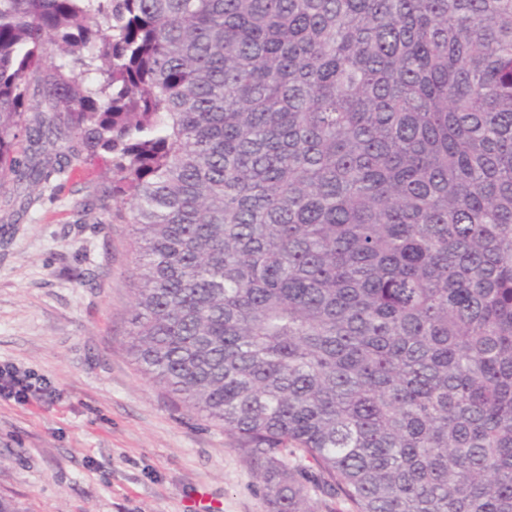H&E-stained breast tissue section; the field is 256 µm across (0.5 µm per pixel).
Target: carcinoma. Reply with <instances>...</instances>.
Segmentation results:
<instances>
[{
	"instance_id": "carcinoma-1",
	"label": "carcinoma",
	"mask_w": 512,
	"mask_h": 512,
	"mask_svg": "<svg viewBox=\"0 0 512 512\" xmlns=\"http://www.w3.org/2000/svg\"><path fill=\"white\" fill-rule=\"evenodd\" d=\"M75 139L269 512H512V0H0V188Z\"/></svg>"
}]
</instances>
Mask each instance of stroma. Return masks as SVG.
Instances as JSON below:
<instances>
[{"mask_svg": "<svg viewBox=\"0 0 512 512\" xmlns=\"http://www.w3.org/2000/svg\"><path fill=\"white\" fill-rule=\"evenodd\" d=\"M108 156L0 189V362L53 401H0V497L18 512H268L222 428L177 407L127 353L132 227L102 209Z\"/></svg>", "mask_w": 512, "mask_h": 512, "instance_id": "35a3bbf8", "label": "stroma"}]
</instances>
